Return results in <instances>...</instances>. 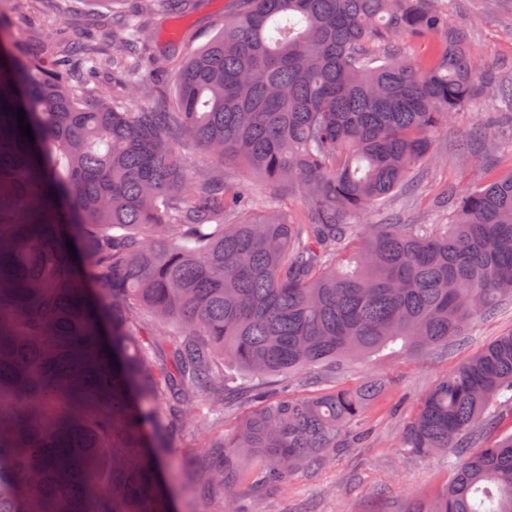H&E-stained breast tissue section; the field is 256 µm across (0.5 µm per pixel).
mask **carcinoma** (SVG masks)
I'll return each instance as SVG.
<instances>
[{"label":"carcinoma","mask_w":512,"mask_h":512,"mask_svg":"<svg viewBox=\"0 0 512 512\" xmlns=\"http://www.w3.org/2000/svg\"><path fill=\"white\" fill-rule=\"evenodd\" d=\"M190 0H149L156 14ZM224 29L175 71L173 107L92 103L73 63L121 76L145 26L23 60L0 39V512H175L162 487L180 425L202 512H247L245 467L281 482L336 447L383 382L273 396L268 380L445 344L512 301V171L461 193L454 220L358 224L431 158L480 66L437 0H232ZM400 35L441 37L433 57ZM34 136L18 130V109ZM194 143L214 159L190 171ZM240 162L302 222L226 181ZM75 253H70L69 249ZM255 407L230 429L226 395ZM512 405V334L441 379L405 428L415 456L468 447ZM412 512H512V434L465 453ZM432 41L434 40L427 42L403 36L395 39V46L401 55L419 63L428 55Z\"/></svg>","instance_id":"cac0c4a2"}]
</instances>
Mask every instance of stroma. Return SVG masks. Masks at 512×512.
Instances as JSON below:
<instances>
[{"mask_svg":"<svg viewBox=\"0 0 512 512\" xmlns=\"http://www.w3.org/2000/svg\"><path fill=\"white\" fill-rule=\"evenodd\" d=\"M141 5L142 0H9L6 35L19 58L45 45L85 40L106 54L112 49L113 14H135ZM229 11V0H195L186 10L151 19V45L135 78L154 89V102L172 104L174 90L172 73L157 72L154 56L175 46L201 48L222 31ZM449 27L465 39L487 80L436 138L432 161L420 167L418 187L392 196L385 207L369 208L361 223H379L385 212L403 224L447 223L452 195L512 171V107L500 95L501 86L512 83V0H454ZM492 116L497 125H488ZM478 133L483 147L460 154L459 146ZM511 332L512 305L506 303L451 343L337 362V386L380 378L383 390L357 425L340 431L321 464L302 465L283 483L255 490L259 512H411L415 501L436 498L454 477L447 453H405L402 431L445 373ZM164 480L180 512H198L196 470L182 452L172 456Z\"/></svg>","mask_w":512,"mask_h":512,"instance_id":"stroma-1","label":"stroma"}]
</instances>
